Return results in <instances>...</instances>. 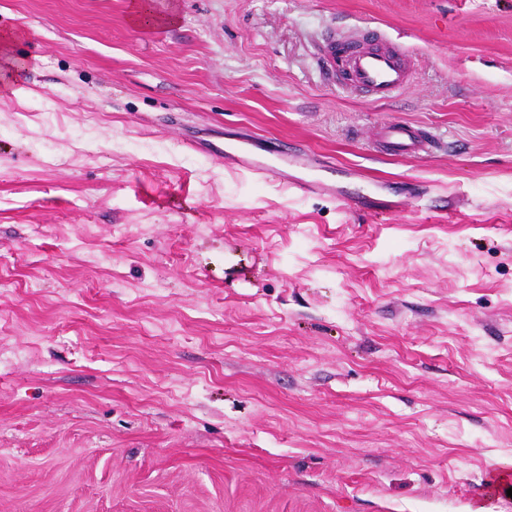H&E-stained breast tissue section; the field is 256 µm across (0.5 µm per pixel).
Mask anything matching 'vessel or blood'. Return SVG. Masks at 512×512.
Listing matches in <instances>:
<instances>
[{
    "label": "vessel or blood",
    "mask_w": 512,
    "mask_h": 512,
    "mask_svg": "<svg viewBox=\"0 0 512 512\" xmlns=\"http://www.w3.org/2000/svg\"><path fill=\"white\" fill-rule=\"evenodd\" d=\"M321 59L331 72L337 85L373 102L391 100L410 85L413 49L410 45L391 38L377 28L358 29L349 33L333 31L321 47ZM376 143L381 153L393 156H418L435 150L436 141L428 132L402 121L384 124L377 132ZM249 140L242 139L228 147H210L196 143L197 151L224 160L225 164L238 165L263 181L287 180L291 189L303 194L335 193L336 166L319 164L320 175L314 179L295 177L285 179L282 163H299L297 154L281 147L270 148V160H250L246 153Z\"/></svg>",
    "instance_id": "b4317fda"
}]
</instances>
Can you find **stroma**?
I'll use <instances>...</instances> for the list:
<instances>
[{
    "label": "stroma",
    "mask_w": 512,
    "mask_h": 512,
    "mask_svg": "<svg viewBox=\"0 0 512 512\" xmlns=\"http://www.w3.org/2000/svg\"><path fill=\"white\" fill-rule=\"evenodd\" d=\"M149 2L0 0V512H512V0ZM356 25L397 98L323 68ZM326 70L336 85L373 102L389 101L410 85L412 46L377 28L333 31L321 47ZM375 142L380 145L381 153L393 157L418 156L437 148L431 134L403 121H393L381 126ZM254 145L252 140L242 139L236 143L230 144L227 148H221L219 146L210 147L201 142H188L187 147L196 151H200L205 155L215 158L217 160L224 158L225 165H238L249 171L258 180L263 181H283L294 191H298L302 194L316 193V192H327L329 194L336 193V183L334 177H336V165L332 162L318 164V170L321 175L314 179H307L301 177H295L288 181V178L284 177V171L278 166L275 160L271 162L261 160H248L245 158V154L248 152V147Z\"/></svg>",
    "instance_id": "stroma-1"
}]
</instances>
